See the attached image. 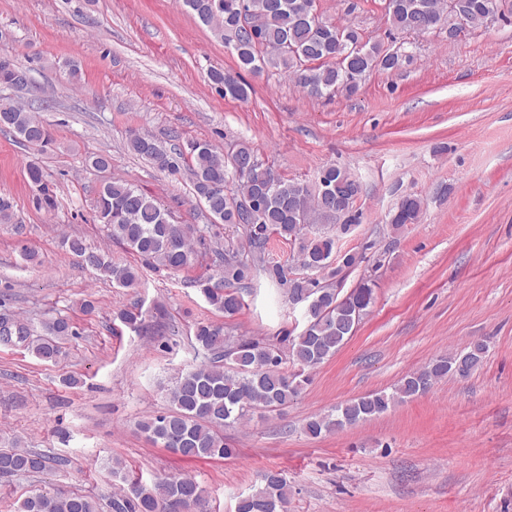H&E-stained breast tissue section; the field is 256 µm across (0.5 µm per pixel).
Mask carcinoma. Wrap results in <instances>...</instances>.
Masks as SVG:
<instances>
[{"mask_svg": "<svg viewBox=\"0 0 512 512\" xmlns=\"http://www.w3.org/2000/svg\"><path fill=\"white\" fill-rule=\"evenodd\" d=\"M198 19L224 41L236 60L237 72L212 70L208 80L224 96L246 100L252 86L241 72L260 75L270 69L292 78L311 97L332 98L356 94L364 77L373 70H400L411 55L394 52L363 40L350 24H337L321 16L317 0H183ZM499 4V0H458L461 11L477 15ZM390 25L402 32L426 34L447 24L444 0H385ZM265 19L254 36L240 25L243 15ZM0 131L39 148L51 141L49 130L25 107L0 100ZM128 148L160 171L176 173L182 153L160 145L153 136L134 133ZM188 171L195 196L220 224L242 227L251 248V258L224 255L219 265L224 286L211 279L198 281L206 301L227 318L238 314L244 301L237 284L263 274L285 287L290 301L305 306L306 325L288 337L289 359L297 366H283L279 349L252 339H234L224 334V326L199 322L193 336L202 352V361L179 374L166 396L171 409L139 423L140 430L155 445L187 458H228L235 449L224 443V427L260 410L282 411L297 401L304 373L334 356L348 341L363 313L374 300L373 288L363 283L349 293L333 284L296 274L270 264L264 251L270 236L298 245L302 268L326 272L334 277L355 266L360 257L345 253L336 260L339 238L357 224L353 198L358 182L352 175L329 165L317 171V192L300 182L285 179L257 158L251 147L241 142L224 155L207 141L189 144ZM28 178L37 190L35 202L47 211L55 208V197L43 169L28 165ZM243 197L254 202L252 212L234 208L232 201ZM424 199L408 194L389 214L391 230L398 232L416 224L424 209ZM96 217L107 228L112 241L142 258L154 269L176 273L192 266L198 258L191 241L204 239L208 226L175 224L169 213L137 188L120 182L102 185L96 199ZM69 251L102 271L122 288L134 287L139 269L119 266L104 253L80 239L64 242ZM120 320L136 331L143 322L139 308L119 313ZM46 337L32 339L31 328L23 320L0 313V342L21 343L38 358L53 360L62 355L59 340L75 335L68 317L59 315L44 323ZM486 346L474 342L466 349L439 356L419 370L407 373L391 394H369L336 406L328 414L309 416L303 432L319 438L326 433L353 426L385 413L397 399L426 393L433 383L446 376H468L481 364ZM49 455L31 449H0V476L28 475L44 471ZM290 486L283 471L266 469L260 484L240 497L235 512H285ZM207 490L192 477H170L147 486L139 479L112 495V512H204ZM17 512H98L97 503L78 493L60 496L38 489L25 497Z\"/></svg>", "mask_w": 512, "mask_h": 512, "instance_id": "obj_1", "label": "carcinoma"}]
</instances>
